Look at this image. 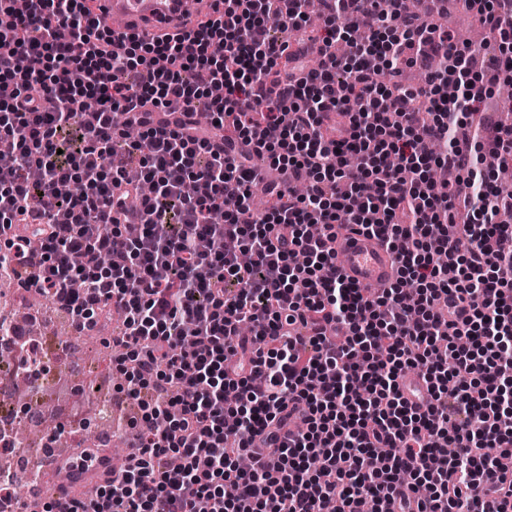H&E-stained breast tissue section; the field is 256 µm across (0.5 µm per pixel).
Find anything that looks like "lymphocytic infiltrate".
I'll return each mask as SVG.
<instances>
[{"mask_svg":"<svg viewBox=\"0 0 512 512\" xmlns=\"http://www.w3.org/2000/svg\"><path fill=\"white\" fill-rule=\"evenodd\" d=\"M407 2L322 0L314 28L306 0H213L118 44L83 0H0V264L75 333L120 315L139 408L112 479L42 512H512L481 488L512 456V192L484 163L512 124L465 122L512 73V0H469L488 71ZM342 224L394 253L389 288L341 274ZM401 389L410 405L422 410L426 408L428 392L425 383L417 374H406L401 380Z\"/></svg>","mask_w":512,"mask_h":512,"instance_id":"lymphocytic-infiltrate-1","label":"lymphocytic infiltrate"}]
</instances>
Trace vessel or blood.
Segmentation results:
<instances>
[{
  "instance_id": "vessel-or-blood-1",
  "label": "vessel or blood",
  "mask_w": 512,
  "mask_h": 512,
  "mask_svg": "<svg viewBox=\"0 0 512 512\" xmlns=\"http://www.w3.org/2000/svg\"><path fill=\"white\" fill-rule=\"evenodd\" d=\"M212 0H100L107 20L119 33L173 34L185 19H194L209 12ZM336 260L346 279L355 286L377 291L389 287L395 279L393 253L375 236L344 232L334 243ZM401 389L408 403L426 408L428 392L417 374L405 375ZM73 483L85 491L93 489L112 471V460L96 457L88 468L65 464Z\"/></svg>"
}]
</instances>
